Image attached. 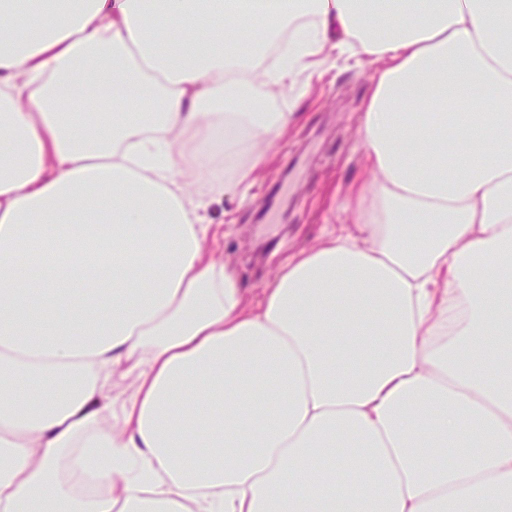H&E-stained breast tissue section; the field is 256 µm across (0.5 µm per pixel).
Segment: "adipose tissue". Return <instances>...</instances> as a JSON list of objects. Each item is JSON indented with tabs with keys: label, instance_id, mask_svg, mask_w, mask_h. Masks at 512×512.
<instances>
[{
	"label": "adipose tissue",
	"instance_id": "adipose-tissue-1",
	"mask_svg": "<svg viewBox=\"0 0 512 512\" xmlns=\"http://www.w3.org/2000/svg\"><path fill=\"white\" fill-rule=\"evenodd\" d=\"M335 51L367 176L255 301L204 213ZM0 512H512V0H0Z\"/></svg>",
	"mask_w": 512,
	"mask_h": 512
}]
</instances>
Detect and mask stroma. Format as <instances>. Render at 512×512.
Here are the masks:
<instances>
[{
  "label": "stroma",
  "instance_id": "stroma-1",
  "mask_svg": "<svg viewBox=\"0 0 512 512\" xmlns=\"http://www.w3.org/2000/svg\"><path fill=\"white\" fill-rule=\"evenodd\" d=\"M369 74L363 62L334 53L302 75L303 97L262 89L270 111L293 110L303 118L270 147L269 160L249 182L229 187L207 210L208 222L220 229L209 249L232 262L252 298L323 225L349 223L338 203L365 172L357 127Z\"/></svg>",
  "mask_w": 512,
  "mask_h": 512
}]
</instances>
